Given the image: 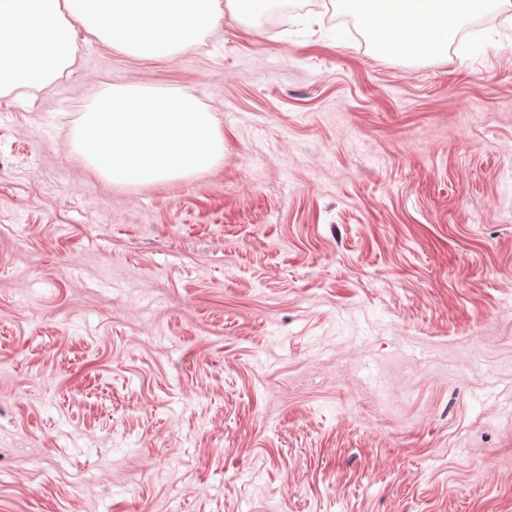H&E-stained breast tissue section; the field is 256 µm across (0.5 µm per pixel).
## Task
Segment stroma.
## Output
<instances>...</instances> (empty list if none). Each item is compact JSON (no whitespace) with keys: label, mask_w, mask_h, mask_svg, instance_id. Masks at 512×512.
Segmentation results:
<instances>
[{"label":"stroma","mask_w":512,"mask_h":512,"mask_svg":"<svg viewBox=\"0 0 512 512\" xmlns=\"http://www.w3.org/2000/svg\"><path fill=\"white\" fill-rule=\"evenodd\" d=\"M278 29L0 90V512H512V24L406 59ZM184 92L209 170L115 184L117 87Z\"/></svg>","instance_id":"1"}]
</instances>
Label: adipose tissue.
<instances>
[{
    "instance_id": "ef3b65f1",
    "label": "adipose tissue",
    "mask_w": 512,
    "mask_h": 512,
    "mask_svg": "<svg viewBox=\"0 0 512 512\" xmlns=\"http://www.w3.org/2000/svg\"><path fill=\"white\" fill-rule=\"evenodd\" d=\"M363 13L377 41L409 58L447 52L449 20L487 11L508 13L512 0H343Z\"/></svg>"
}]
</instances>
